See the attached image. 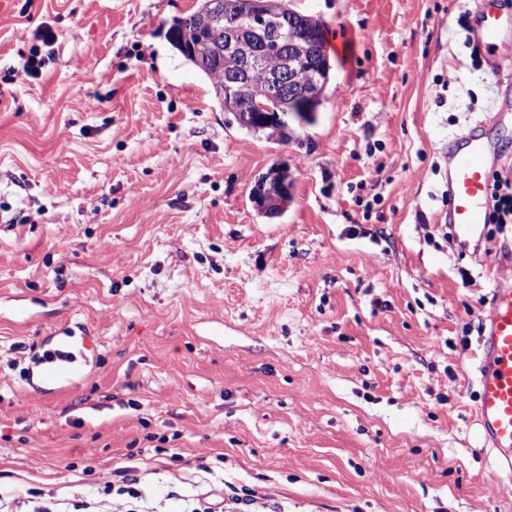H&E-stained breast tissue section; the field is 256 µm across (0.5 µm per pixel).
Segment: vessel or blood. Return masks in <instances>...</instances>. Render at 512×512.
<instances>
[{
	"label": "vessel or blood",
	"instance_id": "1",
	"mask_svg": "<svg viewBox=\"0 0 512 512\" xmlns=\"http://www.w3.org/2000/svg\"><path fill=\"white\" fill-rule=\"evenodd\" d=\"M473 39L501 71L507 57L505 32L512 30V12L501 0H472ZM497 125L469 128L448 144L456 161L448 170L446 221L453 242L467 247L490 213V177L500 161V136L512 125V97L496 105ZM480 353L476 366V422L492 459L489 476L512 492V283L491 291L481 318ZM73 373L65 351L46 360L38 379L44 391L55 390Z\"/></svg>",
	"mask_w": 512,
	"mask_h": 512
}]
</instances>
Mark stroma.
I'll return each mask as SVG.
<instances>
[{"label":"stroma","instance_id":"obj_1","mask_svg":"<svg viewBox=\"0 0 512 512\" xmlns=\"http://www.w3.org/2000/svg\"><path fill=\"white\" fill-rule=\"evenodd\" d=\"M198 4L0 0V504L71 501L135 450L145 512L220 479L252 512H512L468 379L512 224L438 231L448 143L512 70L474 60L467 0H291L331 79L272 139L172 46ZM64 325L95 348L45 394L24 370ZM270 169V168H269ZM260 175L252 188V199L258 205L259 199H265L271 197V193L274 192V196L272 199L274 200V205L272 209L275 211V215L283 213L287 208L289 203L291 202V192L290 189L292 187V175L288 170V167L282 170L281 180L285 183V187L281 191H273L269 186L266 175L269 171ZM259 206V205H258Z\"/></svg>","mask_w":512,"mask_h":512}]
</instances>
